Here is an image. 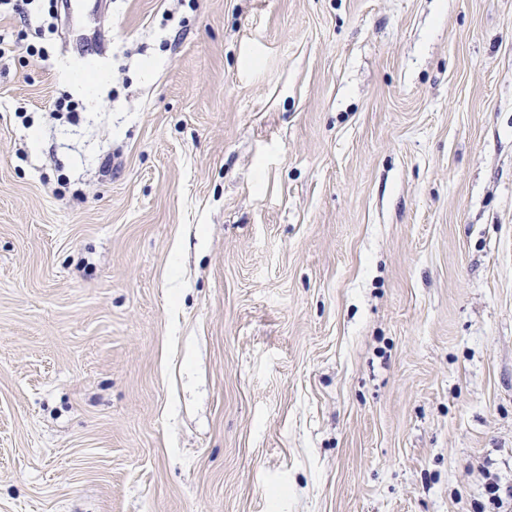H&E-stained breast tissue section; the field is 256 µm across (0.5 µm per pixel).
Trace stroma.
I'll return each mask as SVG.
<instances>
[{"instance_id": "35a3bbf8", "label": "stroma", "mask_w": 512, "mask_h": 512, "mask_svg": "<svg viewBox=\"0 0 512 512\" xmlns=\"http://www.w3.org/2000/svg\"><path fill=\"white\" fill-rule=\"evenodd\" d=\"M36 7L0 16V512L512 484V0Z\"/></svg>"}]
</instances>
